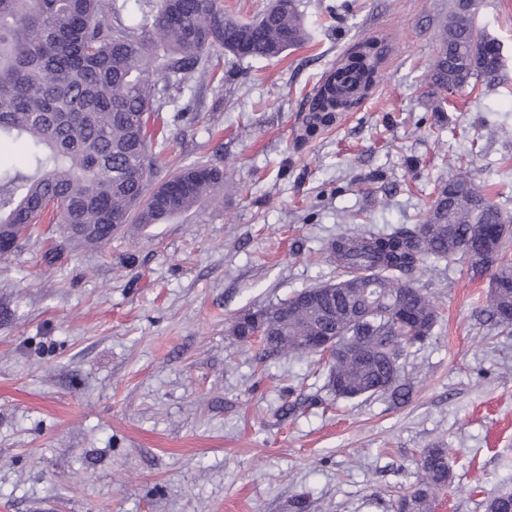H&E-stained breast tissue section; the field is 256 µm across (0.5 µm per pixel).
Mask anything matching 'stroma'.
I'll return each instance as SVG.
<instances>
[{
    "instance_id": "1",
    "label": "stroma",
    "mask_w": 512,
    "mask_h": 512,
    "mask_svg": "<svg viewBox=\"0 0 512 512\" xmlns=\"http://www.w3.org/2000/svg\"><path fill=\"white\" fill-rule=\"evenodd\" d=\"M456 0H298L308 41L272 59L217 47L171 87L153 132L166 178L202 161L223 197L125 225L49 261L0 259V512H394L428 448L452 481L433 512L512 491V331L485 323L489 276L427 260L440 319L403 361L414 390L339 399L318 355L259 360L236 315L334 279L325 247L423 219L452 160L512 216V0H477L502 66L432 109L426 71ZM378 81L304 137L308 101L363 41ZM289 406L281 415V406Z\"/></svg>"
}]
</instances>
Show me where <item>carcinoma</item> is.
I'll return each instance as SVG.
<instances>
[{
	"mask_svg": "<svg viewBox=\"0 0 512 512\" xmlns=\"http://www.w3.org/2000/svg\"><path fill=\"white\" fill-rule=\"evenodd\" d=\"M474 0H456L439 26L438 52L429 74L439 93H454L500 68L499 46L476 31ZM307 38L297 0H274L259 18L242 22L217 0H0V143L24 142L25 170L0 165V242L14 252L32 225L47 218L64 225L66 242L106 244L122 223L162 224L224 192V169L191 163L172 209L136 177L156 169L157 139L148 119L163 107L150 68L181 84L215 46L238 57L270 59ZM381 52L361 45L335 81L324 84L306 119L305 136L331 125L337 109L361 99L379 76ZM508 216L467 175L440 186L423 222L386 234L340 235L328 243L336 281L303 289L288 299L239 314L230 332L251 343L262 329L263 356L309 355L310 336H336L349 345L329 363L328 386L338 398L407 396L404 352L433 335L439 315L414 286L425 258L456 259L448 226L468 238L478 224L512 234ZM488 310L495 324L512 328V264L497 263ZM415 488L396 512H432L451 480L448 449L425 450ZM484 512H512V492L495 493Z\"/></svg>",
	"mask_w": 512,
	"mask_h": 512,
	"instance_id": "1",
	"label": "carcinoma"
}]
</instances>
